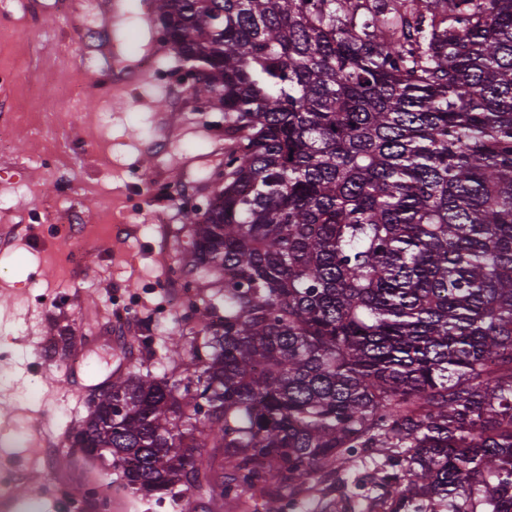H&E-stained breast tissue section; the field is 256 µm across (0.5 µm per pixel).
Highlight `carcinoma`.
Wrapping results in <instances>:
<instances>
[{
  "instance_id": "obj_1",
  "label": "carcinoma",
  "mask_w": 512,
  "mask_h": 512,
  "mask_svg": "<svg viewBox=\"0 0 512 512\" xmlns=\"http://www.w3.org/2000/svg\"><path fill=\"white\" fill-rule=\"evenodd\" d=\"M224 127L192 227L191 375L70 434L162 501L282 512L371 451L392 512H512V0H158Z\"/></svg>"
}]
</instances>
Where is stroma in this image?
I'll list each match as a JSON object with an SVG mask.
<instances>
[{
    "label": "stroma",
    "instance_id": "obj_1",
    "mask_svg": "<svg viewBox=\"0 0 512 512\" xmlns=\"http://www.w3.org/2000/svg\"><path fill=\"white\" fill-rule=\"evenodd\" d=\"M95 13L92 0H0V69L16 74L0 86V477L12 483L0 512H66L49 482L110 486L121 512H254L247 493L134 496L115 481L119 466L69 442L118 365L163 375L164 347L188 332L165 287L191 257L178 197L211 198L224 166V115L197 111L187 85L154 80L113 100L126 65L154 56L176 75L181 64L153 28L123 39L112 13ZM47 151L58 158L49 168L39 163ZM148 182L173 196L156 197ZM65 209L84 224L79 265L53 230ZM119 295L134 304L131 318L115 311ZM360 472L345 467L333 492L314 483L306 504L285 512H372Z\"/></svg>",
    "mask_w": 512,
    "mask_h": 512
}]
</instances>
